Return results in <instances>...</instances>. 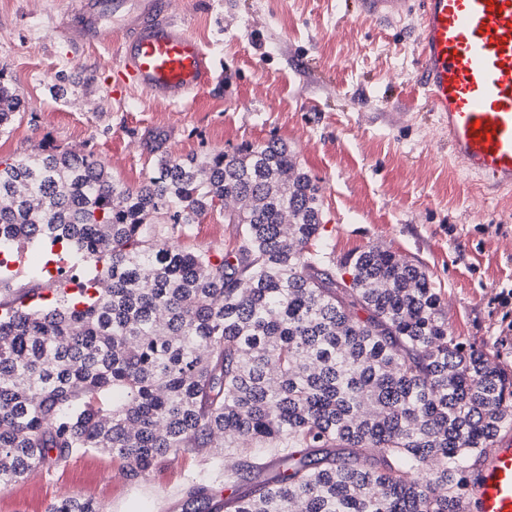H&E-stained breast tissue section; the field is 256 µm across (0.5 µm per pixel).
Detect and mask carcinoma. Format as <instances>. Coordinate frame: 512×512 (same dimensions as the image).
<instances>
[{
  "label": "carcinoma",
  "instance_id": "1",
  "mask_svg": "<svg viewBox=\"0 0 512 512\" xmlns=\"http://www.w3.org/2000/svg\"><path fill=\"white\" fill-rule=\"evenodd\" d=\"M25 109L0 71V133ZM214 214L233 246L179 245ZM322 229L280 139L162 155L135 187L50 144L0 162V254L75 258L49 303L0 275V486L93 450L139 479L222 448L224 512H469L512 373L448 331L419 266L372 247L335 268ZM186 493L212 510L207 486Z\"/></svg>",
  "mask_w": 512,
  "mask_h": 512
}]
</instances>
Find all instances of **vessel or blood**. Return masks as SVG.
I'll list each match as a JSON object with an SVG mask.
<instances>
[{"instance_id":"vessel-or-blood-1","label":"vessel or blood","mask_w":512,"mask_h":512,"mask_svg":"<svg viewBox=\"0 0 512 512\" xmlns=\"http://www.w3.org/2000/svg\"><path fill=\"white\" fill-rule=\"evenodd\" d=\"M74 44L122 33L114 69L126 91L193 102L216 71L212 53L169 0H73ZM360 14L419 19L418 88L448 129V154L493 189H512V0H357ZM471 512H512V440L496 441L471 487Z\"/></svg>"}]
</instances>
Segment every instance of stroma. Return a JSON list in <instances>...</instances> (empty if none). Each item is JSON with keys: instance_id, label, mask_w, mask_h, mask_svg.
Listing matches in <instances>:
<instances>
[{"instance_id": "stroma-1", "label": "stroma", "mask_w": 512, "mask_h": 512, "mask_svg": "<svg viewBox=\"0 0 512 512\" xmlns=\"http://www.w3.org/2000/svg\"><path fill=\"white\" fill-rule=\"evenodd\" d=\"M175 14L216 55L218 70L188 107L116 96L117 37L82 46L61 32L71 0H0V69L27 103L0 160L45 143L94 153L137 185L155 157L232 153L285 141L322 189V242L336 262L381 247L421 266L440 289L448 329L512 369V191H495L448 160V133L417 91L418 19L354 14L349 0H175ZM82 79L59 98L58 74ZM209 216L181 234L188 250L232 244ZM224 452L169 458L129 480L91 451L0 487V512H48L71 496L101 512H185L190 481L216 487Z\"/></svg>"}]
</instances>
